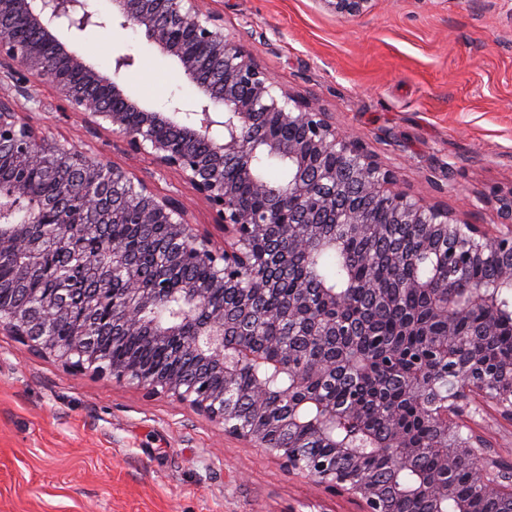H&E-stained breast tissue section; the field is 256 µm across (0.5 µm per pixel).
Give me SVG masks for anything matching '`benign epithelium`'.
<instances>
[{
  "mask_svg": "<svg viewBox=\"0 0 512 512\" xmlns=\"http://www.w3.org/2000/svg\"><path fill=\"white\" fill-rule=\"evenodd\" d=\"M320 2L338 15L357 16L371 0ZM6 17L13 25L0 34V74L13 82L15 94L0 96V184L8 182L11 195L33 198L36 204L24 223L0 224V255L14 258L12 276L0 277V330L72 371L107 375L172 398L223 425L225 434L262 449L289 473L309 476L326 493L353 501L357 512H391L392 496L425 499L431 512H442L441 504L450 500L456 512H474L473 499L459 495L454 481L462 463L477 498L512 501V435L498 443L484 435L489 405L512 426V360L491 363L466 354L473 339L457 328L475 310L489 314L481 335L497 330L498 293L512 290V192L486 200L497 208V233L469 224V240H462L461 220L399 189L395 176L361 140L336 131L320 107L279 87L242 43L224 34V15L206 7L204 0H110L105 12L91 9L89 0H0V23ZM114 25L143 30L149 42L179 62L196 89L191 103L146 108L118 82L120 72L135 65L133 55L117 56L112 71L102 72L62 41L89 27ZM39 82L56 90L64 111L118 135L129 152L177 174L207 204L223 230L219 247L195 228L182 197L138 181V220L163 234L165 265L210 266L215 274L206 284L187 279L171 288L162 276L146 283L134 272L132 252L108 235V226L120 222L127 210L116 189L133 176L31 125L24 112L30 111L29 102L41 104L34 93ZM215 127L223 130L219 140L211 135ZM49 147L58 160L46 175L60 189L79 195L95 216L82 227L94 251L82 252L63 239L78 257L80 270L92 275V284L75 297L45 288L27 304L20 299V285L44 271L51 244L41 225L51 212L58 224L70 218L57 210L55 201L38 199L8 178V171L39 166ZM260 157L286 162L288 183L262 177L256 166ZM341 172L368 196L369 208L339 203ZM280 224L298 225L292 250L253 248L255 240L275 235ZM399 224L422 231V251L436 268L432 279L416 278L407 288L434 292L474 265L492 262L498 267L494 281L469 280L458 289L457 300L439 296L432 307L439 330L411 370L405 390L412 402L428 408L437 435L431 448L437 463L410 485L399 477L415 468L423 449L413 446L397 418L385 417L388 436L381 438L354 403L328 396L341 375L363 376L370 363L367 355L336 346V337L366 331V325L339 315L354 303L352 293L323 286L298 288L288 297L278 321L292 335L327 345L308 367L302 356L294 363L269 358L268 342L256 332L242 338L245 329L265 318L262 299L281 284L292 254L310 259L349 239L373 241ZM413 263L415 256L400 249L385 261L393 274ZM360 287L371 296L372 310L393 306L394 297L374 294L375 283ZM174 299L183 308L173 319L157 323L146 318L148 310ZM76 310L81 317L71 335H55L54 326ZM102 336L130 349L115 361L101 346ZM151 349L165 351L166 364L148 360L145 351ZM257 364L288 372V387L274 393L257 381L249 397L241 398L235 391L238 377ZM214 378L224 382V389L213 388ZM338 423L352 428L371 453L386 459L388 482L364 468L365 455L355 445L336 438L333 427ZM308 436L334 449L333 458L310 454L303 442Z\"/></svg>",
  "mask_w": 512,
  "mask_h": 512,
  "instance_id": "1",
  "label": "benign epithelium"
}]
</instances>
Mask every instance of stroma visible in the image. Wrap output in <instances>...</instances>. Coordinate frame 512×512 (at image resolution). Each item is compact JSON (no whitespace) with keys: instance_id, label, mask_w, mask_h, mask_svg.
I'll use <instances>...</instances> for the list:
<instances>
[{"instance_id":"stroma-1","label":"stroma","mask_w":512,"mask_h":512,"mask_svg":"<svg viewBox=\"0 0 512 512\" xmlns=\"http://www.w3.org/2000/svg\"><path fill=\"white\" fill-rule=\"evenodd\" d=\"M298 98L363 140L412 195L458 219L494 225L485 199L512 192V0H371L340 16L321 0H207ZM154 109L188 101L177 61L141 31L90 29L72 44ZM27 118L85 145L160 192L192 205L199 231L221 241L208 206L177 176L122 141L63 118L49 86ZM0 512H354L314 480L163 395L76 373L0 332Z\"/></svg>"}]
</instances>
